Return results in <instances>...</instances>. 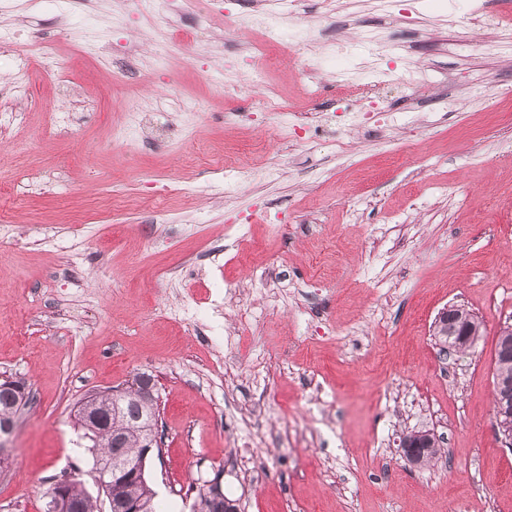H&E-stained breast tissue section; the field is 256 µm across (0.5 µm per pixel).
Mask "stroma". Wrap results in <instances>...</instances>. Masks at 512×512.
<instances>
[{"label":"stroma","mask_w":512,"mask_h":512,"mask_svg":"<svg viewBox=\"0 0 512 512\" xmlns=\"http://www.w3.org/2000/svg\"><path fill=\"white\" fill-rule=\"evenodd\" d=\"M250 2L192 0L182 20L147 22L121 0H0V28L58 46L53 71L29 73L32 103L15 97V58L0 52V111L23 115L0 130V374L30 392L0 512H43L66 471L109 512L74 410L141 372L159 392L149 467L161 512H190L215 478L240 512H512L492 368L512 324V53L489 49L512 0H395L384 15L373 0H304L297 16L270 13L278 63L257 94L310 108L304 59L312 43L336 47L320 73L326 121L297 135L261 112L236 116ZM474 11L484 22L469 23ZM377 15L372 47L363 29ZM103 41L131 48L138 73L113 82ZM373 72L413 124L344 126ZM407 72L422 106L401 91ZM52 110L78 116L68 136L46 134ZM132 111L164 137L118 143ZM157 174L198 191L155 199ZM243 218L241 239L230 226ZM451 304L482 323L464 355L432 336ZM414 429L441 441L429 466L400 452Z\"/></svg>","instance_id":"1"}]
</instances>
